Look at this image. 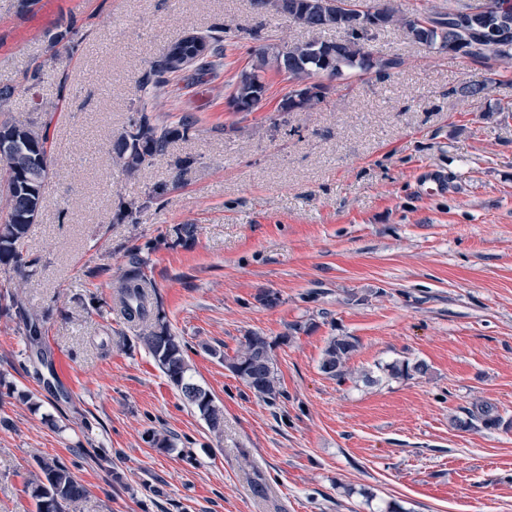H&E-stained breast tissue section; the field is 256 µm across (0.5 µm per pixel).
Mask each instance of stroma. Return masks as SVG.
<instances>
[{
    "label": "stroma",
    "mask_w": 512,
    "mask_h": 512,
    "mask_svg": "<svg viewBox=\"0 0 512 512\" xmlns=\"http://www.w3.org/2000/svg\"><path fill=\"white\" fill-rule=\"evenodd\" d=\"M226 28L209 71L188 66L152 103L189 135L133 179L112 163L137 82L163 49ZM83 38L65 52L57 37ZM341 31L257 15L251 0H0V85L13 116L53 120L47 205L24 249L26 290L48 312L50 352L74 386H47L0 317V512H35L30 480L57 458L86 487L77 512H512V428H460L477 404L512 420V60L483 63L389 26L371 49L389 76L332 82L284 112L268 73L256 111L226 101L253 44L336 41ZM45 63L36 92L24 75ZM486 84L466 97L465 84ZM436 169L447 191L427 192ZM137 224L123 201H146ZM196 227L180 243L179 225ZM159 241L146 273L195 379L224 410L222 436L182 400L127 323L107 277ZM110 274V275H111ZM277 294L276 305L256 300ZM272 343L284 398L268 404L228 366L246 336ZM357 348L347 375L319 369L331 337ZM422 360L425 377L363 373ZM167 435L162 449L150 432Z\"/></svg>",
    "instance_id": "35a3bbf8"
}]
</instances>
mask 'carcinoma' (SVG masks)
Returning a JSON list of instances; mask_svg holds the SVG:
<instances>
[{
    "label": "carcinoma",
    "instance_id": "1",
    "mask_svg": "<svg viewBox=\"0 0 512 512\" xmlns=\"http://www.w3.org/2000/svg\"><path fill=\"white\" fill-rule=\"evenodd\" d=\"M338 0H252L257 14L293 16L312 29L342 30L345 37L336 41H309L295 43L286 49L270 45L252 47L248 51L250 64L238 76L232 97L255 111L266 92L264 75L273 71L283 74L294 88L288 91L281 108L288 112L303 111L319 104L327 90L326 82L363 75L369 71L386 76L402 65L401 58H370L367 46L370 29L360 25L337 7ZM457 5L446 12H418L403 15L389 2L379 8L384 25H397L406 36L418 43L440 49L448 44V19L474 8L467 0H456ZM208 56L198 58L205 65L207 57L224 54V27L216 26L205 36ZM467 55L476 60H512V34L482 45ZM177 71L164 53L154 60L150 70L139 84L144 98H156L175 77ZM16 87L0 85V200L5 209L0 212V274L7 286L0 290V315L17 320L27 336L30 352H43L42 329L47 314L32 309L27 302L25 288L33 275L35 260L24 253L23 246L32 224L36 223L45 204L44 190L51 177L52 150L47 129L49 122L19 121L11 115ZM193 127L187 119L172 125L160 121L145 108H134L128 129L112 144V162L121 172L132 178L164 154L168 145L183 137ZM145 204L123 203L118 219L126 224H138ZM149 279L146 260L141 248L127 254L121 276L110 286L115 288L118 303L125 319L143 325L138 339L156 361L170 383L177 388L188 407L199 412L210 431L219 433L224 427V412L215 403L213 394L195 381L186 358L187 346L176 336L155 311L153 298L148 293ZM357 342L350 336H335L326 344L320 370L330 378L342 379L345 367ZM233 373L256 396L275 403L283 396L276 369L273 347L258 333L245 337L240 349L230 362ZM390 379H412L425 376L428 366L422 361L397 360L382 368ZM479 422L486 428L503 423L495 408L479 404L469 411L466 420L456 426L468 428ZM39 472L31 480V497L36 512H70L86 497V488L75 478L64 463L55 458L38 460Z\"/></svg>",
    "mask_w": 512,
    "mask_h": 512
}]
</instances>
